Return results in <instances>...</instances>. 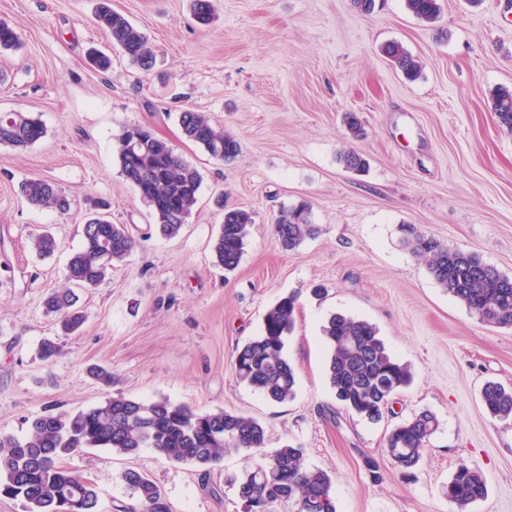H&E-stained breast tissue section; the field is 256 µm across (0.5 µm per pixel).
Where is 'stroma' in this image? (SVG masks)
Returning a JSON list of instances; mask_svg holds the SVG:
<instances>
[{
    "mask_svg": "<svg viewBox=\"0 0 512 512\" xmlns=\"http://www.w3.org/2000/svg\"><path fill=\"white\" fill-rule=\"evenodd\" d=\"M195 22L190 0H112L149 38L150 70L131 63L95 22V0H0V22L21 46L0 51V112L38 116L44 136L25 149L0 145V433L25 437L48 410L77 412L120 393L165 397L200 412L260 421L270 448L304 450L328 472L337 512H457L446 485L459 463L478 468L488 495L468 512H512V419L489 416L486 382L512 385V327L480 322L403 245L406 228L478 253L512 276V131L491 110L512 90V0H442L433 23L404 0H211ZM403 45L423 63L406 80L382 47ZM112 58L101 72L90 49ZM207 114L240 143L220 162L187 140L181 112ZM357 113L361 136L344 113ZM150 128L201 176L179 234L150 231L147 205L120 174L113 149L128 126ZM353 150L364 173L343 167ZM52 181L67 212L21 192ZM127 225L133 251L96 287L79 293V333L64 335L44 297L66 284L69 255L95 202ZM311 207L319 235L284 251L272 225L282 209ZM230 208L253 222L235 271L214 265L212 244ZM50 231L58 248L39 257L31 240ZM298 297L286 354L296 396L273 404L233 371L267 310ZM335 313L374 324L412 384L376 422L345 411L326 378L322 327ZM50 338L60 354L38 355ZM112 373L103 386L88 373ZM434 413L439 429L419 463L395 466L386 437L398 422ZM94 484L99 512H129L126 470L146 474L166 512H243L232 480L245 460L209 473L152 449L133 458L85 448L62 461Z\"/></svg>",
    "mask_w": 512,
    "mask_h": 512,
    "instance_id": "35a3bbf8",
    "label": "stroma"
}]
</instances>
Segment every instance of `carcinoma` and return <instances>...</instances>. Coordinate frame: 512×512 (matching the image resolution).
<instances>
[{"label":"carcinoma","instance_id":"1","mask_svg":"<svg viewBox=\"0 0 512 512\" xmlns=\"http://www.w3.org/2000/svg\"><path fill=\"white\" fill-rule=\"evenodd\" d=\"M415 17L435 22L441 0H404ZM98 26L111 42L139 68L148 70L153 51L146 35L123 14L112 9V0H98ZM16 31L0 22V49H15ZM384 53L409 79H416L423 63L401 44L390 42ZM491 108L501 126L512 131V91L499 90ZM184 136L212 158L227 161L239 153L237 140L194 110L180 114ZM45 134L40 119L28 112L0 113V145L27 148ZM116 152L122 176L132 185L145 184L141 195L153 218V226L167 237L176 236L197 203L198 172L184 163L174 149L154 133L133 132L129 127L118 136ZM340 162L354 172L369 167L363 155L348 151ZM28 201L43 208L64 211L65 196L51 181L32 178L22 184ZM251 213L244 209L224 212V224L214 242L216 262L230 272L243 255ZM281 247L292 251L315 238L319 225L310 218V206L301 203L282 211L274 225ZM136 244L124 224H114L104 214L87 220L82 243L68 258L69 286L53 290L45 299L48 312L59 317L62 327L75 332L84 323L76 308L73 288L92 289L112 270L113 263L127 256ZM405 248L424 260L429 273L448 295L460 302L481 322L512 326V277L484 262L478 255L441 243L409 229ZM32 248L41 256L56 249L55 238L40 234ZM297 298H280L266 312L258 336L237 350L234 372L237 380L265 399L283 404L295 397L296 371L285 354L292 331ZM328 349L326 372L336 400L346 410L368 420L380 419L391 409L393 397L411 383L407 365L387 350L372 323L351 315H331L323 328ZM486 412L498 419L512 417V386L488 382L482 391ZM436 416L423 411L397 425L386 440L387 453L405 470L415 467L437 431ZM264 426L255 418L224 410L198 413L167 398L138 400L117 394L75 414L48 413L34 418L24 438L0 434V494L22 502L24 512H99L93 484L68 470L61 459L83 448H107L132 457L152 448L168 461L191 464L207 473L229 455L252 461L238 482L244 512H277L283 503H294L296 512H336L331 479L322 469L304 463L303 450L284 445L271 452ZM124 480L139 501L142 512H165L158 487L135 470ZM487 482L482 472L465 463L457 465L445 495L459 508L485 498Z\"/></svg>","mask_w":512,"mask_h":512}]
</instances>
